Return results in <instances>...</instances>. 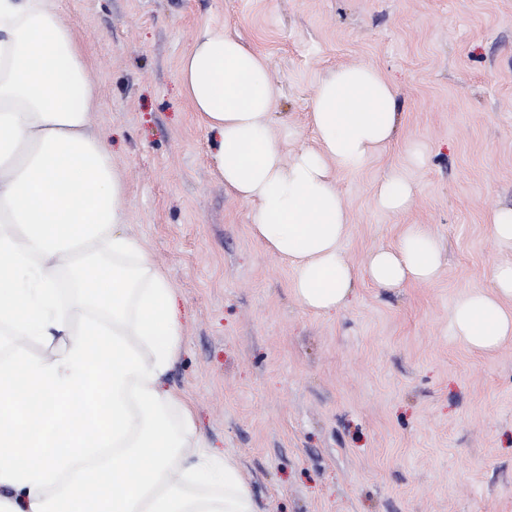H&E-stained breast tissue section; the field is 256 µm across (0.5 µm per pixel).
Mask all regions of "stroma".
<instances>
[{
	"label": "stroma",
	"mask_w": 512,
	"mask_h": 512,
	"mask_svg": "<svg viewBox=\"0 0 512 512\" xmlns=\"http://www.w3.org/2000/svg\"><path fill=\"white\" fill-rule=\"evenodd\" d=\"M57 12L126 179L123 231L177 290L165 385L190 401L205 446L238 458L258 512H512V344L482 355L448 334L460 295L490 287L503 257L488 215L512 207V0H58ZM207 25L267 58L289 156L312 146V103L336 68L395 83L392 143L337 176L343 249L358 265L427 225L445 247L433 283L363 279L332 315L298 304L180 92L178 61ZM393 172L414 188L403 213L374 203Z\"/></svg>",
	"instance_id": "obj_1"
}]
</instances>
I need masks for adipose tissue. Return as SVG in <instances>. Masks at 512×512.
I'll use <instances>...</instances> for the list:
<instances>
[{"mask_svg": "<svg viewBox=\"0 0 512 512\" xmlns=\"http://www.w3.org/2000/svg\"><path fill=\"white\" fill-rule=\"evenodd\" d=\"M87 72L53 0H0V322L14 332L0 361V512H257L238 460L200 451L187 398L161 387L182 336L176 289L121 230L126 181L94 127ZM178 80L225 190L252 204L250 233L290 268L304 309L339 310L364 278L386 290L437 278L442 245L423 224L363 265L343 252L349 213L336 175L395 133L397 89L379 70L324 78L309 114L315 145L289 159L263 54L209 27L181 56ZM489 227L505 257L450 323L480 353L512 342V207ZM67 273L66 298L57 281Z\"/></svg>", "mask_w": 512, "mask_h": 512, "instance_id": "ef3b65f1", "label": "adipose tissue"}]
</instances>
